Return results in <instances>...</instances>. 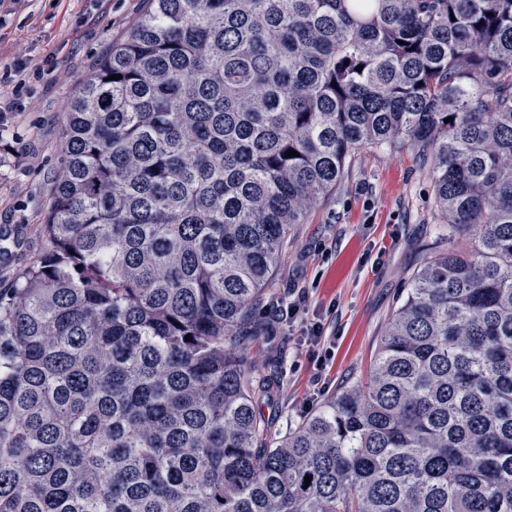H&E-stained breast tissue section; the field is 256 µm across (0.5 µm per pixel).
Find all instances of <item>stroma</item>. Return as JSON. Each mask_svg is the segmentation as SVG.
Listing matches in <instances>:
<instances>
[{
    "label": "stroma",
    "instance_id": "stroma-1",
    "mask_svg": "<svg viewBox=\"0 0 512 512\" xmlns=\"http://www.w3.org/2000/svg\"><path fill=\"white\" fill-rule=\"evenodd\" d=\"M150 0H0V282L46 251L45 204L62 158V112ZM443 233L428 166L410 151L352 155L341 183L295 225L242 350L271 394L257 405L277 442L365 378L388 318ZM321 321L312 346L288 304Z\"/></svg>",
    "mask_w": 512,
    "mask_h": 512
}]
</instances>
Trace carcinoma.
Here are the masks:
<instances>
[{
    "label": "carcinoma",
    "mask_w": 512,
    "mask_h": 512,
    "mask_svg": "<svg viewBox=\"0 0 512 512\" xmlns=\"http://www.w3.org/2000/svg\"><path fill=\"white\" fill-rule=\"evenodd\" d=\"M151 2L0 287V512H512V0ZM381 146L447 233L365 380L269 447L242 333Z\"/></svg>",
    "instance_id": "1"
}]
</instances>
